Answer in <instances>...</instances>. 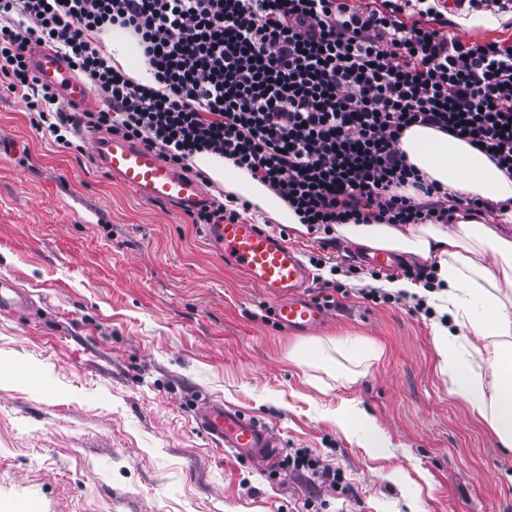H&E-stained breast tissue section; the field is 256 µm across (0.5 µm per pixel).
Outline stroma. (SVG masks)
<instances>
[{
    "mask_svg": "<svg viewBox=\"0 0 512 512\" xmlns=\"http://www.w3.org/2000/svg\"><path fill=\"white\" fill-rule=\"evenodd\" d=\"M447 18L512 45V11L474 0ZM0 138L29 144L0 156V276L32 302L0 316V512H512V450L449 394L433 317L362 297L370 276L346 271L358 246L326 252L346 289L320 329L294 334L263 319L264 293L203 226L103 172L90 132L62 147L0 87ZM347 336L384 349L354 384L288 357ZM205 396L270 425L280 456L336 468L342 489L215 447L196 425ZM345 401L386 434L380 454L337 425Z\"/></svg>",
    "mask_w": 512,
    "mask_h": 512,
    "instance_id": "stroma-1",
    "label": "stroma"
}]
</instances>
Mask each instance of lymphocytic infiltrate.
Returning a JSON list of instances; mask_svg holds the SVG:
<instances>
[{
    "label": "lymphocytic infiltrate",
    "instance_id": "f902f5d3",
    "mask_svg": "<svg viewBox=\"0 0 512 512\" xmlns=\"http://www.w3.org/2000/svg\"><path fill=\"white\" fill-rule=\"evenodd\" d=\"M436 4L0 0V76L63 147L87 128L183 171L202 152L247 169L326 249L339 224L451 221L439 188L398 147L410 126L483 147L512 176V46L464 41ZM115 26L136 37L154 85L113 66L101 35ZM33 45L60 54L102 109L64 111L31 72ZM406 185L418 197L400 194Z\"/></svg>",
    "mask_w": 512,
    "mask_h": 512
}]
</instances>
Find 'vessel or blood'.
<instances>
[{
    "instance_id": "vessel-or-blood-1",
    "label": "vessel or blood",
    "mask_w": 512,
    "mask_h": 512,
    "mask_svg": "<svg viewBox=\"0 0 512 512\" xmlns=\"http://www.w3.org/2000/svg\"><path fill=\"white\" fill-rule=\"evenodd\" d=\"M30 64L37 80L58 91L65 104H89V89L55 52H35ZM93 155L101 168L141 200L169 205L184 214L199 211L212 202L202 182L184 175L142 145L98 136L93 140ZM207 234L219 244L225 262L274 298L273 316L281 327L307 333L324 323L326 308L307 295L313 281L296 247L275 239L244 217L209 225ZM27 307V297L10 279L0 278V311ZM197 426L216 446L231 450L240 459L270 456L277 446L268 426L218 402L203 405Z\"/></svg>"
}]
</instances>
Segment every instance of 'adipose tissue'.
I'll return each mask as SVG.
<instances>
[{
  "label": "adipose tissue",
  "mask_w": 512,
  "mask_h": 512,
  "mask_svg": "<svg viewBox=\"0 0 512 512\" xmlns=\"http://www.w3.org/2000/svg\"><path fill=\"white\" fill-rule=\"evenodd\" d=\"M106 52L136 82L154 85L136 39L115 28L102 35ZM408 163L427 181L457 198H480L496 205L491 222L475 216L455 219L452 228L419 224L401 230L390 224H341L338 235L362 249L406 253L435 262L439 282L434 290L401 279L384 282L391 293L428 296L440 314L483 339L478 353L460 350L442 325L434 327L439 369L451 395L466 402L474 416L512 447V298L500 286L512 284V239L499 232L512 224V177L464 140L438 129L415 125L399 143ZM194 164L225 191L249 201L279 224L301 228L299 216L272 189L244 169L217 155H196ZM382 348L366 340L328 338L300 348L295 359L335 375L342 385L356 382L363 364L379 360ZM336 422L376 451L387 438L378 424L354 405L336 411Z\"/></svg>",
  "instance_id": "1"
}]
</instances>
